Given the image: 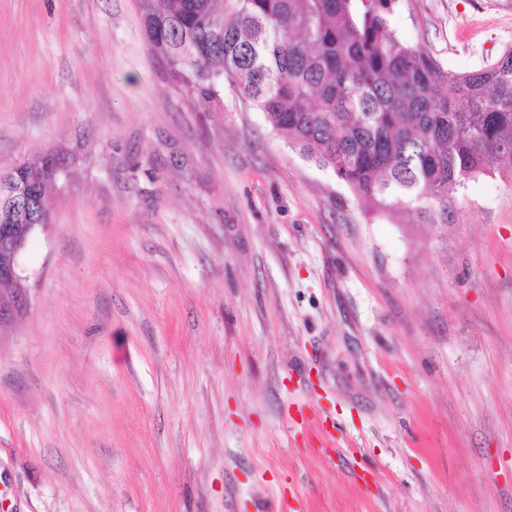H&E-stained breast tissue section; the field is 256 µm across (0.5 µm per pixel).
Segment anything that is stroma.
Listing matches in <instances>:
<instances>
[{
	"instance_id": "stroma-1",
	"label": "stroma",
	"mask_w": 512,
	"mask_h": 512,
	"mask_svg": "<svg viewBox=\"0 0 512 512\" xmlns=\"http://www.w3.org/2000/svg\"><path fill=\"white\" fill-rule=\"evenodd\" d=\"M393 25L471 71L512 0ZM46 154L0 512H512V178L444 224L370 211L232 89L174 85L135 0H0V167Z\"/></svg>"
}]
</instances>
